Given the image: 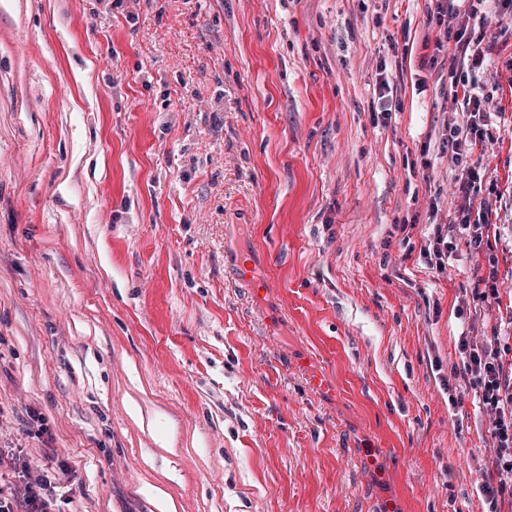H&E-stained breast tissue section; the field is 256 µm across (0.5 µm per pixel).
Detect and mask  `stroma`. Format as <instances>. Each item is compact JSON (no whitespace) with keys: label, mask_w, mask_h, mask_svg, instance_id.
Returning a JSON list of instances; mask_svg holds the SVG:
<instances>
[{"label":"stroma","mask_w":512,"mask_h":512,"mask_svg":"<svg viewBox=\"0 0 512 512\" xmlns=\"http://www.w3.org/2000/svg\"><path fill=\"white\" fill-rule=\"evenodd\" d=\"M112 2L0 0V446L67 461L79 512H483L450 372L492 263L471 341L512 336V21L467 159L491 253L431 278L463 115L428 0ZM236 278L250 285L256 299L260 300L266 293V286L254 278V263L249 255H239L236 260Z\"/></svg>","instance_id":"obj_1"}]
</instances>
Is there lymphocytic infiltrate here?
I'll return each instance as SVG.
<instances>
[{
	"label": "lymphocytic infiltrate",
	"mask_w": 512,
	"mask_h": 512,
	"mask_svg": "<svg viewBox=\"0 0 512 512\" xmlns=\"http://www.w3.org/2000/svg\"><path fill=\"white\" fill-rule=\"evenodd\" d=\"M498 8V0H469L464 9L439 2L428 13L430 21L454 32L462 53L453 66L457 70L455 81L462 89L466 117L462 123L449 126L447 140L451 158L458 163L482 144L487 118V96L483 85L474 78L484 62L483 39L476 36L469 24L478 13ZM458 343L461 359L452 374L480 390L482 404L491 417L490 457L496 475L483 484L480 493L485 512H500V504L512 500V340L495 335L488 346L481 348L463 333ZM59 486L54 472H32L22 449L0 454V512H71L73 497L60 492Z\"/></svg>",
	"instance_id": "lymphocytic-infiltrate-1"
}]
</instances>
